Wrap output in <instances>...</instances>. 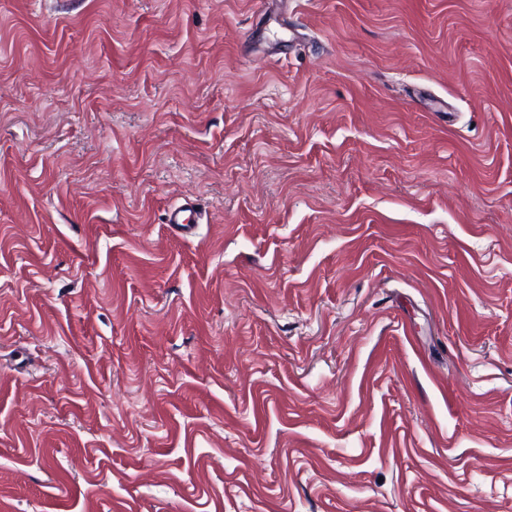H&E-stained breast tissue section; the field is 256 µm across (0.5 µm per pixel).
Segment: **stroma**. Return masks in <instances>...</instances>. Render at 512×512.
<instances>
[{
	"mask_svg": "<svg viewBox=\"0 0 512 512\" xmlns=\"http://www.w3.org/2000/svg\"><path fill=\"white\" fill-rule=\"evenodd\" d=\"M0 512H512V0H0Z\"/></svg>",
	"mask_w": 512,
	"mask_h": 512,
	"instance_id": "1",
	"label": "stroma"
}]
</instances>
